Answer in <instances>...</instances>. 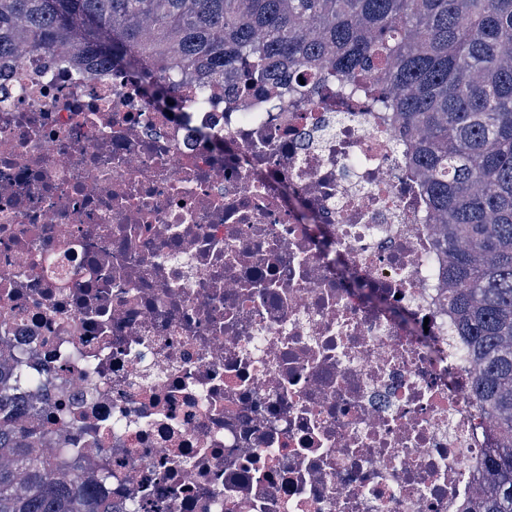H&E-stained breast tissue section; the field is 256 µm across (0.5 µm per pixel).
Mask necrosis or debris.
Returning <instances> with one entry per match:
<instances>
[{"instance_id": "necrosis-or-debris-1", "label": "necrosis or debris", "mask_w": 512, "mask_h": 512, "mask_svg": "<svg viewBox=\"0 0 512 512\" xmlns=\"http://www.w3.org/2000/svg\"><path fill=\"white\" fill-rule=\"evenodd\" d=\"M0 345L114 512H463L492 444L390 113L0 58Z\"/></svg>"}]
</instances>
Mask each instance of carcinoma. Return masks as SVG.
I'll list each match as a JSON object with an SVG mask.
<instances>
[{"label": "carcinoma", "instance_id": "1", "mask_svg": "<svg viewBox=\"0 0 512 512\" xmlns=\"http://www.w3.org/2000/svg\"><path fill=\"white\" fill-rule=\"evenodd\" d=\"M129 57L136 79L205 108L296 77L360 86L392 113L397 148L436 215L450 333L495 440L468 512H512V0H0V56ZM0 354V512H113L67 468L8 388Z\"/></svg>", "mask_w": 512, "mask_h": 512}]
</instances>
